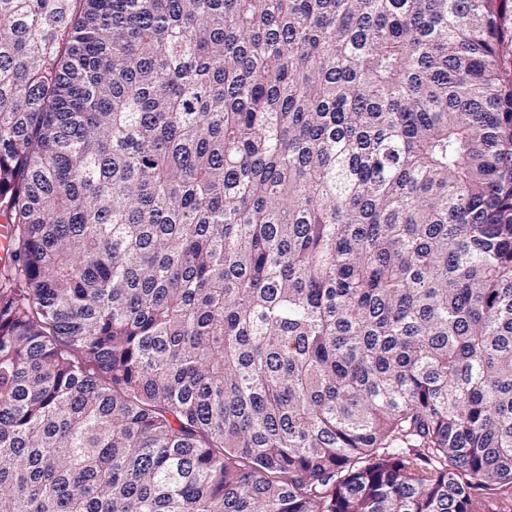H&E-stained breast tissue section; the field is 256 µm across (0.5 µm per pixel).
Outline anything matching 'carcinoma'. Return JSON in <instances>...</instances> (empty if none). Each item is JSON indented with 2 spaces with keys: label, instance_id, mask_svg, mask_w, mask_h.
<instances>
[{
  "label": "carcinoma",
  "instance_id": "carcinoma-1",
  "mask_svg": "<svg viewBox=\"0 0 512 512\" xmlns=\"http://www.w3.org/2000/svg\"><path fill=\"white\" fill-rule=\"evenodd\" d=\"M510 12L0 0V512L511 489Z\"/></svg>",
  "mask_w": 512,
  "mask_h": 512
}]
</instances>
